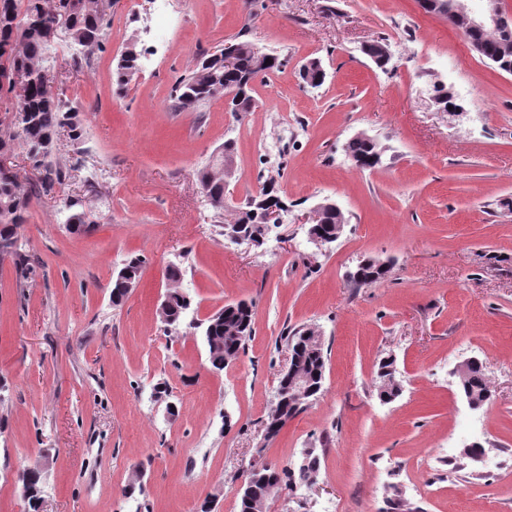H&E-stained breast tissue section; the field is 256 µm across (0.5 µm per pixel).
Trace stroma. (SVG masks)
<instances>
[{"instance_id":"35a3bbf8","label":"stroma","mask_w":512,"mask_h":512,"mask_svg":"<svg viewBox=\"0 0 512 512\" xmlns=\"http://www.w3.org/2000/svg\"><path fill=\"white\" fill-rule=\"evenodd\" d=\"M173 6L182 26L152 32L149 0H112L100 46L79 55L53 44V90L81 105L82 136L55 139L50 162L78 166L30 197L18 234L34 267L25 288L0 260V512H24L19 472L41 464L40 512H238L242 468L293 465L310 448L316 484L281 485L268 512H512V74L418 0ZM241 37L285 60L258 79L253 111L220 97L179 108L176 81ZM380 39L384 70L363 51ZM131 42L140 74L119 96L112 73ZM311 59L326 71L316 88L299 77ZM438 80L462 115L431 101ZM289 125L300 135L284 136ZM359 134L382 150L375 168L345 153ZM277 137L272 158L263 145ZM227 144L234 176L219 218L196 173ZM273 172L285 224L259 246L225 243L223 223ZM325 198L346 226L319 248L300 219ZM68 199L90 232L68 229ZM132 256L143 260L138 286L113 306V274ZM369 257L389 264L386 279L353 287L349 272ZM173 264L190 320L253 305V333L224 370L201 330L170 333L159 320ZM303 326L323 333L324 389L268 441L283 335ZM387 355L402 382L390 403L374 387ZM472 357L493 393L480 409L457 385ZM473 445L486 458L463 466ZM135 468L143 483L129 497Z\"/></svg>"}]
</instances>
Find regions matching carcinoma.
<instances>
[{"mask_svg":"<svg viewBox=\"0 0 512 512\" xmlns=\"http://www.w3.org/2000/svg\"><path fill=\"white\" fill-rule=\"evenodd\" d=\"M101 0H84L83 5L70 17L69 35L71 43L87 48L100 46L103 20ZM67 0H0V62L3 63L4 81L0 82V96L17 93L18 104L12 117L16 132L7 139L0 138V153H10L15 144H20L26 157L39 172V180L32 192L47 193L54 185L62 184L66 172L60 165L46 162L59 130L68 128L72 139L78 140L82 133L76 122L77 107L62 104L58 95L51 90L44 70L51 45L44 38L43 30L54 20L55 15L65 8ZM463 33L481 57L495 64L500 70L512 73V52L502 53L499 45L512 44V23L495 35L484 30L465 29ZM268 64L258 66L254 46L248 41L239 42V52L234 64L224 66V50L219 49L205 57L198 68L189 76L180 78L172 92L178 105L184 109H195L212 99L215 84L235 86L241 80L256 76L258 69L276 70L281 66L279 57H264ZM137 72V55L128 52L121 57L114 71L117 92H123ZM346 153L360 168L369 169L378 165V146L362 138L347 142ZM208 165L197 173L199 185L211 201L212 207L224 210V183L213 178ZM29 195L22 191L16 173L0 168V243L6 244L18 239V228L25 222L24 212ZM14 264L19 284L27 281L32 270L28 255L17 251ZM389 272L387 264L376 259L362 260L359 277L353 279L357 286L373 285L384 280ZM188 298L178 288L169 290L166 317L171 326H180L183 305ZM253 325L252 305L243 301L230 304L218 310L205 321L209 361L216 370H222L238 357L251 337ZM309 328L291 331L286 336L287 345L301 346L297 369L308 381V386L323 388L327 357L321 340L310 341ZM377 395L380 400L391 402L399 396L400 383L396 376L394 360L384 358L376 372ZM458 388L461 394L482 405L490 401V388L483 368L474 363L459 376ZM320 459L313 456L307 464L291 469L273 466L264 468V477L254 484L249 494L238 496L239 512H252V502L266 498L281 483H308L318 476ZM21 485L28 490L27 503L30 510L37 509L36 500L40 492L41 475L36 468H25L19 475Z\"/></svg>","mask_w":512,"mask_h":512,"instance_id":"cac0c4a2","label":"carcinoma"}]
</instances>
